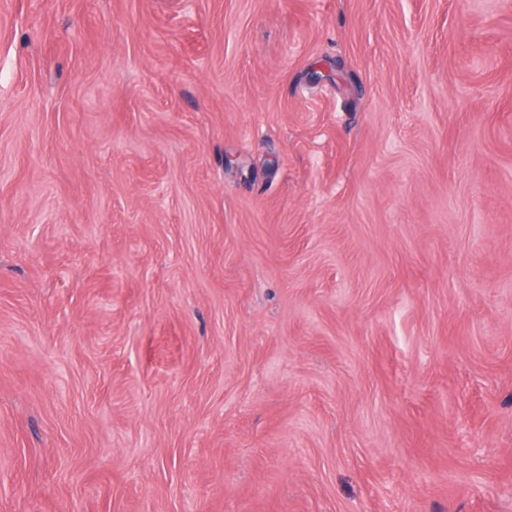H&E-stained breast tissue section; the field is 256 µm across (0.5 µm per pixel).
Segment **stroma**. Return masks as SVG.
I'll return each instance as SVG.
<instances>
[{"label": "stroma", "instance_id": "stroma-1", "mask_svg": "<svg viewBox=\"0 0 512 512\" xmlns=\"http://www.w3.org/2000/svg\"><path fill=\"white\" fill-rule=\"evenodd\" d=\"M0 512H512V0H0Z\"/></svg>", "mask_w": 512, "mask_h": 512}]
</instances>
